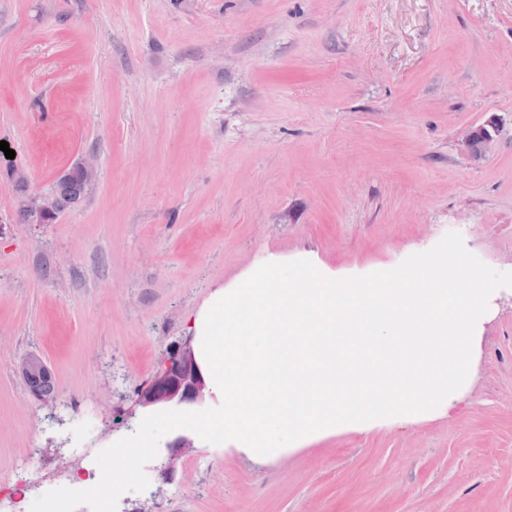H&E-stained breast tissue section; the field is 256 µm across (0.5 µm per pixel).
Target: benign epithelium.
I'll return each instance as SVG.
<instances>
[{"mask_svg":"<svg viewBox=\"0 0 512 512\" xmlns=\"http://www.w3.org/2000/svg\"><path fill=\"white\" fill-rule=\"evenodd\" d=\"M502 128V119L497 114L489 115L482 125L469 131L461 141V148L472 160L483 159ZM18 372L29 388L31 395L39 401L49 397L42 391V381L51 378L50 371L37 354H28L18 364ZM211 396L208 383L196 360L189 341L178 344L159 372L136 392L132 407L121 414V424L128 430L134 428L138 412L162 408H189L200 406ZM194 447L188 436L177 435L167 443V455L160 467V483L151 497L162 493V485L169 483L177 471L183 455Z\"/></svg>","mask_w":512,"mask_h":512,"instance_id":"7a95c632","label":"benign epithelium"}]
</instances>
